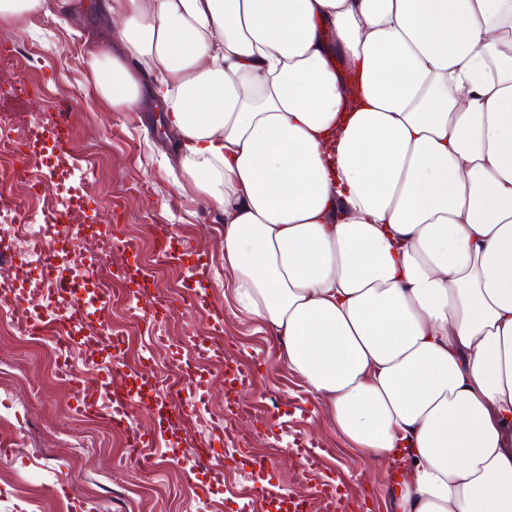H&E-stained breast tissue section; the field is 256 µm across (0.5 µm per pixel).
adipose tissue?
Instances as JSON below:
<instances>
[{"label": "adipose tissue", "instance_id": "obj_1", "mask_svg": "<svg viewBox=\"0 0 512 512\" xmlns=\"http://www.w3.org/2000/svg\"><path fill=\"white\" fill-rule=\"evenodd\" d=\"M96 17L275 336L392 512H512V0H0Z\"/></svg>", "mask_w": 512, "mask_h": 512}]
</instances>
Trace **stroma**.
Returning a JSON list of instances; mask_svg holds the SVG:
<instances>
[{
	"label": "stroma",
	"instance_id": "35a3bbf8",
	"mask_svg": "<svg viewBox=\"0 0 512 512\" xmlns=\"http://www.w3.org/2000/svg\"><path fill=\"white\" fill-rule=\"evenodd\" d=\"M94 31L91 18L66 23L55 12L0 30V56L10 59L8 72L0 74V110L26 124L66 125L73 141L71 181L84 185L97 225H115L137 243L146 289L132 297L120 275L107 295L84 298L80 335L104 327L123 336L118 363L109 352L90 358L27 341L11 315L0 317V448L14 451L12 460H0V512H274L271 498L313 497L327 480L362 512H390L393 470L355 452L302 380L282 367L274 336L239 312L224 269V225L204 197L181 186L173 137L160 113L116 112L97 95L82 60ZM30 172L44 188L33 195L25 185H12L28 220L0 223L1 242L37 236L43 211L57 195L49 166L39 163ZM89 235L66 227L54 242L63 276L83 284L101 278L86 249ZM200 270L206 278L199 287L194 277ZM192 287L191 306L182 296ZM162 336L183 342L168 347L159 344ZM210 337L222 353L197 359L196 343ZM64 358L75 371L112 376L128 390L152 377L154 392L138 395L128 421L131 430L157 441L160 464L152 473L127 461L121 433L78 413L81 388L53 376L55 361ZM229 361L247 365L254 376L241 391L252 413L235 418L234 444L221 442L212 428L227 414ZM180 362L194 374L183 405L197 418L175 429L166 421L174 403L163 383ZM204 442L223 446L222 477L199 466L195 450ZM298 446L325 450L323 465L303 469ZM259 455L272 457L275 467L258 471L252 459ZM258 485L267 497L252 496Z\"/></svg>",
	"mask_w": 512,
	"mask_h": 512
}]
</instances>
